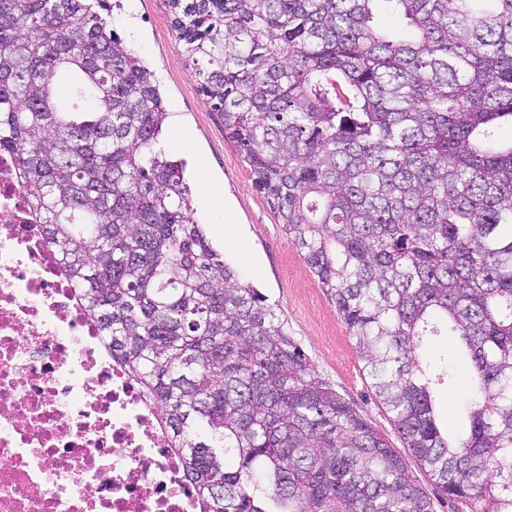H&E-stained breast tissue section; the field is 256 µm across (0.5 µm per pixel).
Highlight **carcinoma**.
Masks as SVG:
<instances>
[{
  "instance_id": "obj_1",
  "label": "carcinoma",
  "mask_w": 512,
  "mask_h": 512,
  "mask_svg": "<svg viewBox=\"0 0 512 512\" xmlns=\"http://www.w3.org/2000/svg\"><path fill=\"white\" fill-rule=\"evenodd\" d=\"M171 0L202 91L448 499L512 512V0ZM106 0H0V151L202 512H433L210 241ZM457 354L428 360L442 336ZM464 373L457 437L434 385Z\"/></svg>"
}]
</instances>
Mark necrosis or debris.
I'll return each mask as SVG.
<instances>
[{"mask_svg": "<svg viewBox=\"0 0 512 512\" xmlns=\"http://www.w3.org/2000/svg\"><path fill=\"white\" fill-rule=\"evenodd\" d=\"M0 153V512H200Z\"/></svg>", "mask_w": 512, "mask_h": 512, "instance_id": "1", "label": "necrosis or debris"}]
</instances>
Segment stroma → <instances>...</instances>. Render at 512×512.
<instances>
[{"instance_id": "obj_1", "label": "stroma", "mask_w": 512, "mask_h": 512, "mask_svg": "<svg viewBox=\"0 0 512 512\" xmlns=\"http://www.w3.org/2000/svg\"><path fill=\"white\" fill-rule=\"evenodd\" d=\"M172 19L168 0H119L110 17L126 45L155 74L170 114L161 144L186 162L184 179L197 219L206 224L225 261L267 296L318 373L385 434L392 448L405 452L335 304L256 190L241 153L225 142L218 115L201 92ZM211 180L221 187L224 213L220 216L208 196Z\"/></svg>"}]
</instances>
